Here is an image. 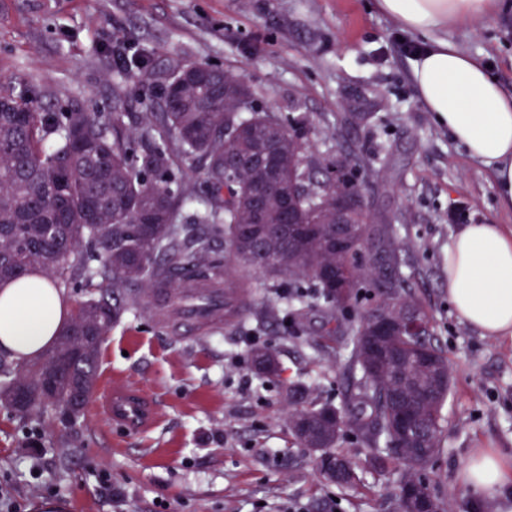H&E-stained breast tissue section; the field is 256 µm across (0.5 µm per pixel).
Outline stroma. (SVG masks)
Wrapping results in <instances>:
<instances>
[{"mask_svg": "<svg viewBox=\"0 0 512 512\" xmlns=\"http://www.w3.org/2000/svg\"><path fill=\"white\" fill-rule=\"evenodd\" d=\"M374 0H0V79L58 109L80 100L112 109L111 54L133 35L155 72L175 59L242 74L260 104L313 123L316 158L351 155L365 169L373 213L391 219L406 245L409 291L437 326L451 367L442 409L441 450L421 472L452 512H512V486L497 500L473 497L460 480L470 453L512 458V340L463 322L448 301L444 255L460 225L512 226L486 167L440 126L410 79L416 60L403 32ZM462 52L512 87V7L449 29ZM378 113L369 127L359 113ZM251 304L236 322L190 338L160 325L151 310L126 314L100 351L96 394L66 420L0 405V489L24 512H399L402 464L374 469L370 449L345 430L334 452L356 465L358 481L337 488L317 469L318 451L299 447L282 396L313 384L316 402L342 405L359 373L341 349L336 321L318 306L269 315L268 290L252 280ZM273 348L282 372L259 378L254 346ZM141 391L157 410L148 432L111 427L97 396ZM108 470L122 500L99 487Z\"/></svg>", "mask_w": 512, "mask_h": 512, "instance_id": "stroma-1", "label": "stroma"}]
</instances>
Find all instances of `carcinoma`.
Here are the masks:
<instances>
[{
    "label": "carcinoma",
    "mask_w": 512,
    "mask_h": 512,
    "mask_svg": "<svg viewBox=\"0 0 512 512\" xmlns=\"http://www.w3.org/2000/svg\"><path fill=\"white\" fill-rule=\"evenodd\" d=\"M112 53L124 69L113 78L110 113L90 112L76 100L49 112L30 94L0 88V105H7L0 108V283L34 271L59 289L100 279L38 359L17 365L0 354V398L20 386L39 390L55 357L80 350L74 369L60 371L49 394L30 403L70 418L74 382L94 384L104 336L137 308L134 286L177 292L176 277L184 274L197 288L222 287L227 318L237 295L250 294V277L260 274L287 309L313 302L345 316L341 348L361 374L349 406L311 407L313 386H288V425L299 444L336 460L331 448L349 426L376 459L401 461L417 491L432 496L419 471L440 453L448 358L431 340L432 318L408 295L395 225L380 222L367 206L356 208L349 216L354 247L336 250V205L362 187L361 167L347 158L313 161L308 118L262 109L240 74L177 60L155 85L134 36ZM138 100L158 112L128 133L124 115ZM188 160L201 162L199 188L184 182ZM314 174L316 187L301 189ZM266 191L261 223L268 233L256 238L253 199ZM197 196L203 209L196 220L211 225L209 237L183 223V210ZM219 237L222 252L212 244ZM328 267L336 269L334 291L321 279ZM383 307L415 309L427 331L420 340L385 339L387 357L374 363L369 317ZM252 361L262 377L279 370L269 347L254 349ZM391 394L408 401L426 455L397 433Z\"/></svg>",
    "instance_id": "cac0c4a2"
}]
</instances>
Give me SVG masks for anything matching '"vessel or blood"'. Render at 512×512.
I'll use <instances>...</instances> for the list:
<instances>
[{"instance_id":"vessel-or-blood-1","label":"vessel or blood","mask_w":512,"mask_h":512,"mask_svg":"<svg viewBox=\"0 0 512 512\" xmlns=\"http://www.w3.org/2000/svg\"><path fill=\"white\" fill-rule=\"evenodd\" d=\"M153 312L158 321L180 334L220 325L224 320V293L220 290L185 289L181 301H174L169 289L156 290ZM105 412L113 425L128 432L150 427L155 408L143 394L114 391L105 402Z\"/></svg>"}]
</instances>
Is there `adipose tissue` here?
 I'll use <instances>...</instances> for the list:
<instances>
[{"label":"adipose tissue","instance_id":"1","mask_svg":"<svg viewBox=\"0 0 512 512\" xmlns=\"http://www.w3.org/2000/svg\"><path fill=\"white\" fill-rule=\"evenodd\" d=\"M500 0H376L378 11L410 33L427 36L411 80L418 99L447 126L469 155L481 160L512 210V89L448 40L449 26L482 20ZM448 300L467 324L491 338H512V227L462 225L448 243ZM69 302L49 279L31 276L0 284V353L13 361L36 359L54 340ZM460 477L477 498L500 496L512 470L499 455L480 449Z\"/></svg>","mask_w":512,"mask_h":512}]
</instances>
